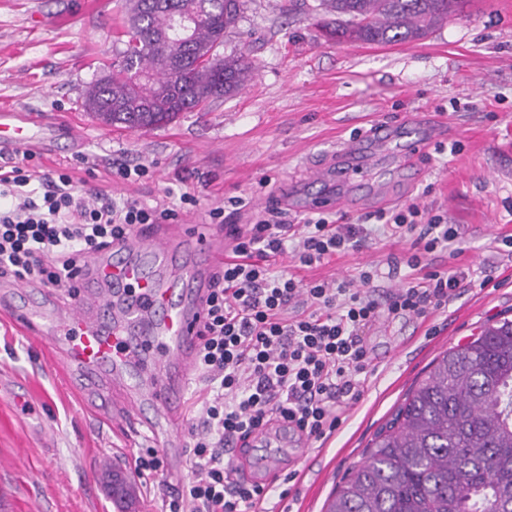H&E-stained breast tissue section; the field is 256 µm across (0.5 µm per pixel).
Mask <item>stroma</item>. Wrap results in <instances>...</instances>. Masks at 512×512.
<instances>
[{"mask_svg":"<svg viewBox=\"0 0 512 512\" xmlns=\"http://www.w3.org/2000/svg\"><path fill=\"white\" fill-rule=\"evenodd\" d=\"M118 0H0V111L27 113L46 130L33 166L67 168L79 190L105 189L147 203L165 189L198 199L179 224H203L208 211L240 196L236 218L256 221L279 201L306 163L371 124H402L413 113L446 115L440 149H428L408 183L393 144L363 191L362 208L336 209L340 224H364L382 210L410 204L447 216L460 236L443 267L468 271L456 297L426 321H383L367 340L376 371L361 400L302 477L281 480L288 512H323L342 477L363 461L431 361L512 319V0H482L478 12L396 44L337 42L320 26L318 0H247L223 54L242 53L254 79L239 93L187 112L150 131L112 128L85 110V86L123 45ZM145 163L127 182L116 163ZM410 241L373 228L363 246L327 264L295 268L305 280H350L412 254ZM60 354L25 333L0 307V503L9 512H116L101 479L105 461L137 480L134 458L147 447L133 427L100 418Z\"/></svg>","mask_w":512,"mask_h":512,"instance_id":"obj_1","label":"stroma"}]
</instances>
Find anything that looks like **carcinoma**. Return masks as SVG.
Segmentation results:
<instances>
[{"instance_id":"cac0c4a2","label":"carcinoma","mask_w":512,"mask_h":512,"mask_svg":"<svg viewBox=\"0 0 512 512\" xmlns=\"http://www.w3.org/2000/svg\"><path fill=\"white\" fill-rule=\"evenodd\" d=\"M476 0H320L338 41L424 38ZM244 0H124V49L86 86L83 103L104 124L160 128L239 92L254 67L221 55ZM192 16L190 37L174 19ZM325 512H512V320L440 353L408 391L365 461L343 477Z\"/></svg>"}]
</instances>
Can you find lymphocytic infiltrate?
I'll return each mask as SVG.
<instances>
[{
    "instance_id": "1",
    "label": "lymphocytic infiltrate",
    "mask_w": 512,
    "mask_h": 512,
    "mask_svg": "<svg viewBox=\"0 0 512 512\" xmlns=\"http://www.w3.org/2000/svg\"><path fill=\"white\" fill-rule=\"evenodd\" d=\"M189 192L148 205L97 190L86 199L65 172L50 174L0 165V277L46 287H72L82 262L136 227L165 224L194 204ZM422 212H380L384 234L412 237L405 266L389 274L406 282L377 301L379 271H361L357 282L304 281L288 274L284 255L306 267L361 247L369 230L335 224L327 215L294 228L278 205L255 224L235 230L208 298V319L197 370L204 387L191 429L188 474L162 501V512H270L271 488L234 482L224 451L281 418L317 441L327 440L342 413L361 397L369 373L365 332L379 318L427 319L445 307L466 279L465 271L428 269L424 258L459 236L439 215L418 224Z\"/></svg>"
}]
</instances>
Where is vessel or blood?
<instances>
[{"mask_svg":"<svg viewBox=\"0 0 512 512\" xmlns=\"http://www.w3.org/2000/svg\"><path fill=\"white\" fill-rule=\"evenodd\" d=\"M390 138L379 123L339 142L331 160L306 167L309 180L326 185L327 194L300 202L289 190L283 206L350 207L339 188L369 176ZM42 142L27 114L0 113V155ZM226 243L225 233L195 226L138 229L81 265L74 280L78 301L59 305L47 291L41 305L11 307L28 333L47 338L83 377L85 391L111 395L113 420L148 431L166 486L179 483L186 470L185 394ZM233 467L234 480L245 484L269 486L280 477L272 462L253 461L246 447L234 449Z\"/></svg>","mask_w":512,"mask_h":512,"instance_id":"vessel-or-blood-1","label":"vessel or blood"}]
</instances>
